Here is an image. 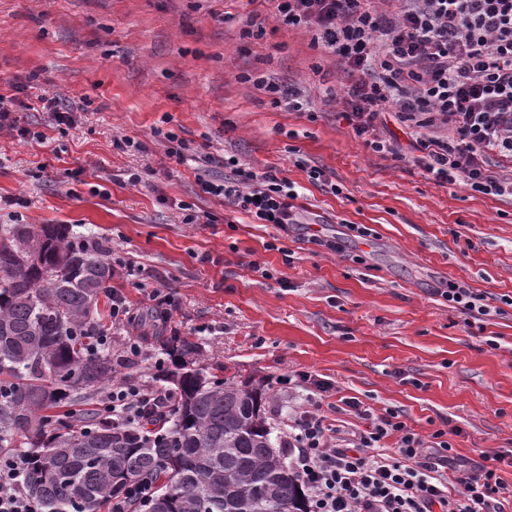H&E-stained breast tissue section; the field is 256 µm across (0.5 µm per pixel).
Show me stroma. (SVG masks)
Listing matches in <instances>:
<instances>
[{
  "instance_id": "stroma-1",
  "label": "stroma",
  "mask_w": 512,
  "mask_h": 512,
  "mask_svg": "<svg viewBox=\"0 0 512 512\" xmlns=\"http://www.w3.org/2000/svg\"><path fill=\"white\" fill-rule=\"evenodd\" d=\"M275 13L273 0H0V85H19L16 117L45 135L0 130V224L23 198L22 223L71 225L132 260L137 274L115 268L112 287L145 318L151 291L171 293L207 373L264 385L273 438L278 412L303 399L284 376L307 371L421 436L458 428V457L512 450V198L365 148L324 94L341 81L335 57ZM255 14L264 32L245 36ZM255 75L300 88L312 112L274 103ZM48 94L82 104L72 126L53 125ZM165 122L188 143L184 161L153 135ZM123 136L141 150L116 149ZM200 153L280 171L320 235L374 229L362 262L199 194L198 178L225 173ZM190 210L204 223H186ZM451 281L484 294L490 314L466 325L442 296Z\"/></svg>"
}]
</instances>
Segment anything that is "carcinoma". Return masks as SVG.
<instances>
[{
  "label": "carcinoma",
  "mask_w": 512,
  "mask_h": 512,
  "mask_svg": "<svg viewBox=\"0 0 512 512\" xmlns=\"http://www.w3.org/2000/svg\"><path fill=\"white\" fill-rule=\"evenodd\" d=\"M67 224L0 225V450L25 449L23 485L43 512H108L126 485L150 477L149 512H308L271 441L254 394L198 368L201 346L170 337L179 401L156 441L64 407L112 380L94 352L95 317L112 263Z\"/></svg>",
  "instance_id": "1"
}]
</instances>
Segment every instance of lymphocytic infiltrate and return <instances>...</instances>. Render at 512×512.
I'll list each match as a JSON object with an SVG mask.
<instances>
[{
  "label": "lymphocytic infiltrate",
  "mask_w": 512,
  "mask_h": 512,
  "mask_svg": "<svg viewBox=\"0 0 512 512\" xmlns=\"http://www.w3.org/2000/svg\"><path fill=\"white\" fill-rule=\"evenodd\" d=\"M279 20L312 35L336 57L346 81L336 101L363 145L395 151L378 126L385 114L405 125L410 152L401 161L439 183L463 182L483 194L512 196V177L494 171L512 160V0H275ZM201 193L223 198L256 224L282 230L302 223L293 182L273 169L256 171L235 157ZM144 342L124 347L125 375L103 392L97 415L141 432L167 415L177 393L142 379ZM313 395L288 413L281 445L309 512H504L512 450L471 463L453 453L444 428L422 438L393 410L375 413L355 397L325 401L327 385L302 373ZM348 407L369 429L340 438L334 415ZM395 438L394 452L383 450ZM23 454L0 459V512H42L25 490Z\"/></svg>",
  "instance_id": "lymphocytic-infiltrate-1"
}]
</instances>
